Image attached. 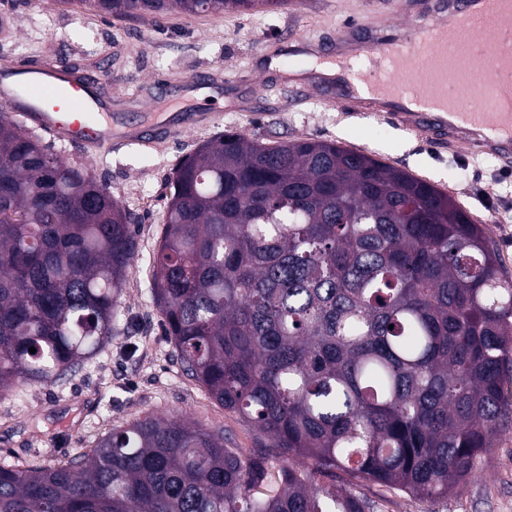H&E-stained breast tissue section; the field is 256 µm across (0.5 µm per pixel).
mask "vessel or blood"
Returning <instances> with one entry per match:
<instances>
[{
    "label": "vessel or blood",
    "instance_id": "1",
    "mask_svg": "<svg viewBox=\"0 0 512 512\" xmlns=\"http://www.w3.org/2000/svg\"><path fill=\"white\" fill-rule=\"evenodd\" d=\"M407 24L378 20L345 26L329 49L295 38L296 53L330 62L327 105L370 112L449 148L496 158L512 168V0H405ZM367 56L368 69L351 62ZM0 110L20 113L23 130L79 144L87 156L117 145H151L154 136L113 126L88 81L42 61L0 72Z\"/></svg>",
    "mask_w": 512,
    "mask_h": 512
}]
</instances>
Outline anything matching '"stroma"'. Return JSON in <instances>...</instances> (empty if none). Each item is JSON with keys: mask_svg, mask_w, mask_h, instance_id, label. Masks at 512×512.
<instances>
[{"mask_svg": "<svg viewBox=\"0 0 512 512\" xmlns=\"http://www.w3.org/2000/svg\"><path fill=\"white\" fill-rule=\"evenodd\" d=\"M367 18L405 22L400 0H288L246 14L171 12L134 21L63 0H0V60L31 65L48 59L101 81L118 126H136L150 112L214 115L207 127L188 126L179 140L128 145L93 159L77 146L42 136L62 160L93 170L135 215L139 248L119 299L120 320L104 348L56 382L27 381L0 395V463L67 461L90 452L112 429L148 416L185 417L223 430L243 451L254 448V434L237 414L183 374L152 290L153 255L174 171L224 133L263 142L332 141L425 178L474 215L494 210L497 221L485 230L512 277V174L496 159L448 151L375 114L347 115L325 105L314 85L293 74L284 36L326 42L348 23ZM197 78L203 81L199 95H186L174 107L158 100L152 87ZM336 483L368 498L373 512H512V426L444 500L342 472Z\"/></svg>", "mask_w": 512, "mask_h": 512, "instance_id": "1", "label": "stroma"}]
</instances>
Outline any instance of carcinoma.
Returning a JSON list of instances; mask_svg holds the SVG:
<instances>
[{"instance_id":"cac0c4a2","label":"carcinoma","mask_w":512,"mask_h":512,"mask_svg":"<svg viewBox=\"0 0 512 512\" xmlns=\"http://www.w3.org/2000/svg\"><path fill=\"white\" fill-rule=\"evenodd\" d=\"M74 1L132 20L285 4L60 0ZM132 223L89 168L0 113L1 393L109 340ZM153 293L183 373L258 448L146 417L67 462L1 463L0 512H372L339 471L440 499L512 412V278L483 225L362 151L240 133L200 145L172 178Z\"/></svg>"}]
</instances>
